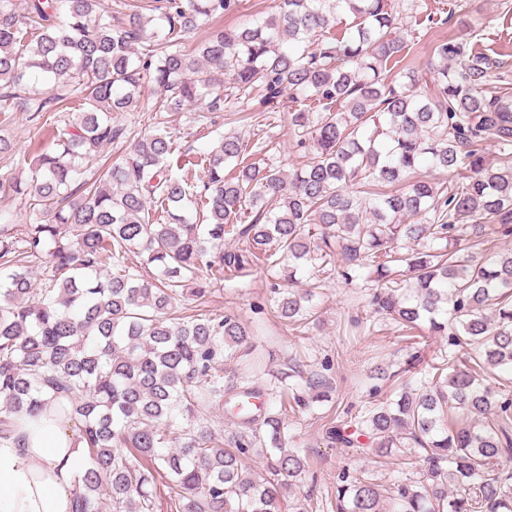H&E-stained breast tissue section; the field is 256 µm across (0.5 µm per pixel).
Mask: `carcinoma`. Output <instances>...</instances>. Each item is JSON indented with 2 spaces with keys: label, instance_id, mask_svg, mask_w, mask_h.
<instances>
[{
  "label": "carcinoma",
  "instance_id": "carcinoma-1",
  "mask_svg": "<svg viewBox=\"0 0 512 512\" xmlns=\"http://www.w3.org/2000/svg\"><path fill=\"white\" fill-rule=\"evenodd\" d=\"M156 16L112 0H0V125L14 112H55L49 150L29 174L0 180L28 210L24 229L0 230V438L55 400L84 444L76 512H309L289 497L307 458L286 447L287 415L331 398L322 376L289 364L276 376L281 407L239 408L260 385H224V364L251 340L231 314L203 312L209 284L258 261L278 267V317L306 323L304 269L380 282L377 312L415 337L448 335L447 362L393 402L369 403L331 439L363 454L403 449L425 471L398 487L396 512H512V250L476 255L495 226L512 236V82L504 62L466 41L434 47L433 89L405 69L407 44L388 0H279L235 29L209 26L236 0H152ZM353 20L333 34L340 17ZM195 41L191 51L184 42ZM40 82L45 95L30 94ZM163 95L154 126L130 136L120 119L146 86ZM260 88L315 104L289 113L310 134L306 163L275 168L239 135L192 157L175 152L171 112H220L228 89ZM120 146L117 161L103 155ZM497 151L496 158L488 150ZM445 182L409 181L421 164ZM400 184L391 193L352 186ZM80 234L71 239L62 226ZM241 243L224 250V235ZM466 241L473 253L457 254ZM41 287H34L35 263ZM454 407L469 424L450 429ZM224 410L223 438L202 425ZM189 426L171 435L176 418ZM367 437V443L359 437ZM265 460L271 479L247 467ZM169 490L157 497V482ZM389 490L342 472L336 512H385Z\"/></svg>",
  "mask_w": 512,
  "mask_h": 512
}]
</instances>
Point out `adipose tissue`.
<instances>
[{
  "mask_svg": "<svg viewBox=\"0 0 512 512\" xmlns=\"http://www.w3.org/2000/svg\"><path fill=\"white\" fill-rule=\"evenodd\" d=\"M83 445L72 422L53 408L22 417L0 440V512H73Z\"/></svg>",
  "mask_w": 512,
  "mask_h": 512,
  "instance_id": "adipose-tissue-1",
  "label": "adipose tissue"
}]
</instances>
